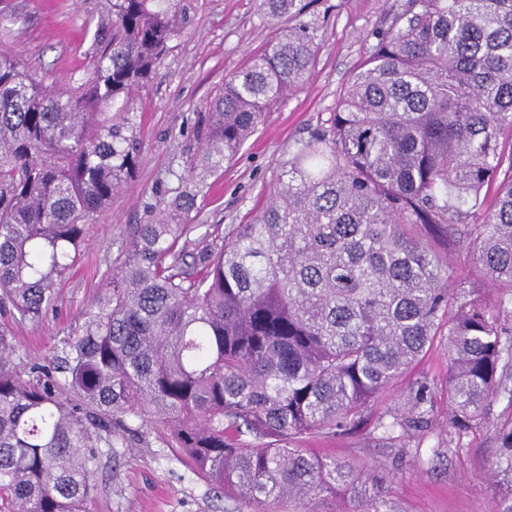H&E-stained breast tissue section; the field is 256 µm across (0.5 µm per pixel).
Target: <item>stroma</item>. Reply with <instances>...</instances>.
I'll return each instance as SVG.
<instances>
[{
  "label": "stroma",
  "mask_w": 512,
  "mask_h": 512,
  "mask_svg": "<svg viewBox=\"0 0 512 512\" xmlns=\"http://www.w3.org/2000/svg\"><path fill=\"white\" fill-rule=\"evenodd\" d=\"M406 0H316L312 19L318 63L305 87L284 101L243 145L223 173L200 193L197 224L229 228L249 222L270 192L296 141L307 137L335 107L350 72L366 58L378 32L388 29ZM104 0H0V49L26 69L48 74L53 87L68 88L93 74V33L87 20ZM187 23L168 49L152 81L134 105L140 141L134 178L86 228L82 256L59 287L56 310L36 324L10 321L12 343L22 353L51 357L92 295L112 275V261L132 227L149 223L178 187L196 149L193 126L203 104L250 52L271 37L255 0H181ZM450 357L438 344L417 369L390 383L371 401L368 425L336 437L312 435L307 451L344 460L382 475L394 512H491L501 477L491 474L495 432L512 418V397L497 394L483 426L456 438L443 395ZM428 381L433 407L427 428L403 431L392 415L402 411L419 381ZM383 420L374 428V420ZM149 446L113 439L94 466L106 473L91 512H250L233 493L215 497L176 449L157 436Z\"/></svg>",
  "instance_id": "obj_1"
}]
</instances>
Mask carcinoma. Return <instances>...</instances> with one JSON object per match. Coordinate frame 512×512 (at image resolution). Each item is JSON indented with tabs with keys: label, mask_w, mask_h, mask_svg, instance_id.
Here are the masks:
<instances>
[{
	"label": "carcinoma",
	"mask_w": 512,
	"mask_h": 512,
	"mask_svg": "<svg viewBox=\"0 0 512 512\" xmlns=\"http://www.w3.org/2000/svg\"><path fill=\"white\" fill-rule=\"evenodd\" d=\"M315 0H256L277 28L225 78L175 195L136 225L83 319L44 362L0 325V506L90 512V463L153 431L220 496L299 512L351 492L391 512L379 479L307 454L308 435L357 427L368 402L441 339L459 438L512 370V0H407L328 118L296 142L266 209L179 246L208 179L318 60ZM94 74L57 91L0 51V312L39 322L80 259L86 226L129 186L130 116L168 43L175 0H107ZM497 293L464 288L448 252ZM420 383L393 416L427 423ZM249 435L252 443L241 440ZM512 512V421L496 434Z\"/></svg>",
	"instance_id": "obj_1"
}]
</instances>
